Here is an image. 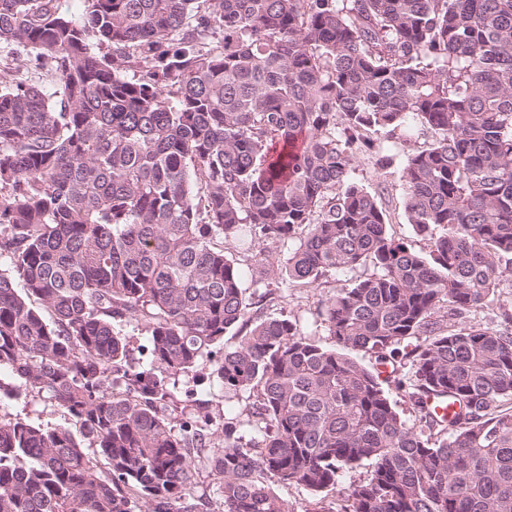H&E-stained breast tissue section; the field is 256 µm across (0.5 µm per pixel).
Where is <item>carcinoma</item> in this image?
<instances>
[{
	"instance_id": "1",
	"label": "carcinoma",
	"mask_w": 512,
	"mask_h": 512,
	"mask_svg": "<svg viewBox=\"0 0 512 512\" xmlns=\"http://www.w3.org/2000/svg\"><path fill=\"white\" fill-rule=\"evenodd\" d=\"M1 47L0 397L79 429L0 417V512H290L271 477L363 464L344 512H512V312L476 321L512 276V0H0ZM395 140L424 253L354 175ZM227 238L351 280L332 346L262 314ZM219 396L217 395H208L207 397H205L206 399L209 400V410L211 411V413L214 415V416H222L224 415V411H227L228 410H231V409H234L236 412L238 413H241L242 411H244L243 413H246L252 402L254 401V398L253 396H251L249 399H246L245 397L243 398H240L239 400L237 398H232L230 400H224V397H222V393H218L216 392ZM0 414L7 417H13L16 414L25 416L27 414L31 420L49 426L71 422L65 420L64 414L57 407L51 406V404L39 398L32 397L26 399L25 402L23 400H4L0 404Z\"/></svg>"
}]
</instances>
